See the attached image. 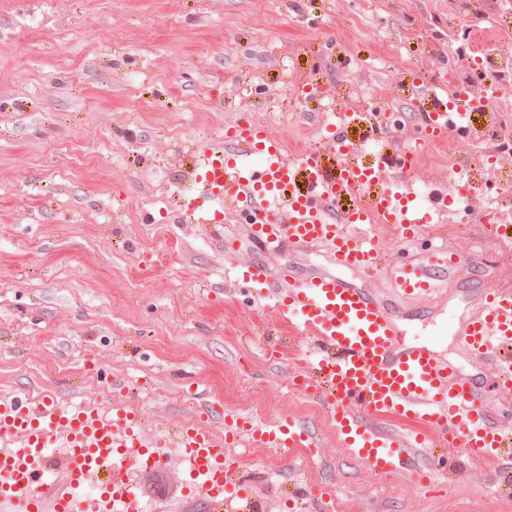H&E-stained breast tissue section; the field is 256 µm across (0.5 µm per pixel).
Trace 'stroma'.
<instances>
[{
	"instance_id": "obj_1",
	"label": "stroma",
	"mask_w": 512,
	"mask_h": 512,
	"mask_svg": "<svg viewBox=\"0 0 512 512\" xmlns=\"http://www.w3.org/2000/svg\"><path fill=\"white\" fill-rule=\"evenodd\" d=\"M506 38H499V30ZM0 392L111 400L105 371L124 377L147 432L181 426L199 395L263 425L308 423L320 452L289 470L274 452L241 439L230 473L258 490L268 512H296L292 482L330 488L332 512H512L492 494L493 473L424 487L381 477L336 444L317 397L286 379L306 358L287 349L269 362L260 340L284 335L270 301H243L224 283V238L239 263L279 256L241 238L239 223H180L176 202L194 181L179 175L188 150L264 128L295 152L331 161L322 129L331 109L354 102V163L390 166L418 152L414 190L447 187L468 204L433 233L385 236L388 265L444 249L461 262L448 297H397L390 275L372 282L336 266L321 247L289 254L303 275L332 274L368 287L391 309L403 341L428 342L477 375L493 420L512 422V393L494 368L458 343L486 288L512 289V245L488 233L481 200L512 224V148L477 160L475 135L512 115V96L476 115L459 135L431 131V87L467 84L483 56L512 59V8L501 0H0ZM78 79H71L70 71ZM141 512L158 498L198 512L202 500L180 461L136 470Z\"/></svg>"
}]
</instances>
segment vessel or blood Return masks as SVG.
<instances>
[{
	"instance_id": "obj_1",
	"label": "vessel or blood",
	"mask_w": 512,
	"mask_h": 512,
	"mask_svg": "<svg viewBox=\"0 0 512 512\" xmlns=\"http://www.w3.org/2000/svg\"><path fill=\"white\" fill-rule=\"evenodd\" d=\"M475 105L466 95L448 99L438 124L469 118ZM340 154L326 168L312 153L292 154L277 136L249 129L225 140L221 151L192 156L195 194L179 206L182 221L209 224L232 210L250 237L269 252L323 245L337 266L373 280L382 268L381 247L367 234L375 224L415 233L448 219L447 196L420 211L412 188H388L380 166L349 162L348 140L336 134ZM361 196L341 207L345 194ZM456 267L453 256L435 254L402 265L395 284L413 299L437 292ZM239 285L276 294L281 316L299 315L297 331L316 349L314 366L297 390L314 389L335 423L344 447L378 475L432 477L430 461L457 470L461 462L496 465V476L512 485V432L492 421L485 396L428 344H405L390 311L373 295L333 275L299 276L288 264H257L233 270ZM470 359L495 357L497 386L512 388V290L489 288L476 298L458 338ZM416 423L412 432L381 427L382 418ZM258 445L288 452L311 450L318 441L305 425L286 421L260 428L242 417L225 423L223 437L184 423L171 436L148 437L136 406L103 409L24 393L0 395V512H136L138 495L125 473L135 461L154 460L157 449H173L189 482L206 497L207 512H263L260 497L228 488L241 434ZM63 456H54V444Z\"/></svg>"
}]
</instances>
